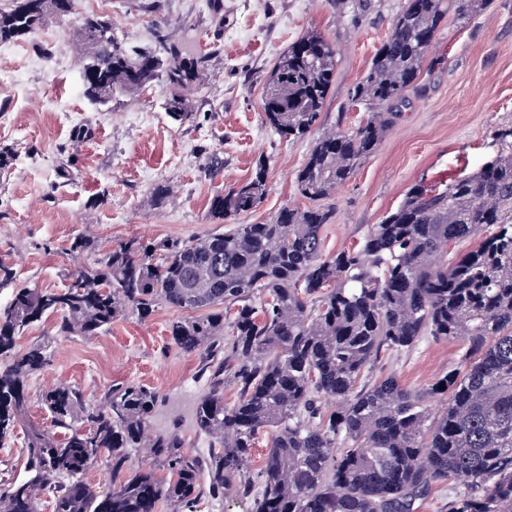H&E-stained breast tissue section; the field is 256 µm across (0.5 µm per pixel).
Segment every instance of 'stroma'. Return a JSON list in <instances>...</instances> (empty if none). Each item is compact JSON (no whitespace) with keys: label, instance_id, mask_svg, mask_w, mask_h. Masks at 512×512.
<instances>
[{"label":"stroma","instance_id":"obj_1","mask_svg":"<svg viewBox=\"0 0 512 512\" xmlns=\"http://www.w3.org/2000/svg\"><path fill=\"white\" fill-rule=\"evenodd\" d=\"M402 0H224L216 21L206 0H109L77 5L75 14L50 16L22 38L0 43V264L12 287L0 288V307L15 289L62 290L84 260L75 237L105 246L138 238L190 240L238 224L272 218L281 208L306 207L295 177L314 137L287 139L264 119L262 91L279 55L304 33L317 30L336 49V71L319 132L351 131L366 120L350 103L391 30ZM109 19L128 46L157 48L158 33L190 37L208 55L197 112L182 123L164 109L168 89L156 84L117 97L105 107L84 95L82 67L72 45L81 18ZM408 103L375 151L338 185L328 203L334 218L323 232L332 256L360 244L416 184H446L496 157L499 130L512 126V0H484L468 18L448 13ZM76 113L73 128L60 110ZM218 161L215 174L205 171ZM264 167L267 195L255 209L218 220L210 203L228 187ZM171 186L164 207L152 202L157 184ZM178 310L161 305L148 318L127 315L94 336H52L54 317L35 323L16 343L26 349L49 338L46 366L27 384L26 424L50 429L39 401L54 385L82 387L89 400L128 382L166 398L156 430L180 433L187 449L206 455L210 438L189 425L193 403L208 389L199 357L172 344L169 324ZM458 341L428 338L410 354L382 360L374 376L395 375L418 391L453 367Z\"/></svg>","mask_w":512,"mask_h":512}]
</instances>
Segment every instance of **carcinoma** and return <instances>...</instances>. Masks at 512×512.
Returning <instances> with one entry per match:
<instances>
[{"mask_svg": "<svg viewBox=\"0 0 512 512\" xmlns=\"http://www.w3.org/2000/svg\"><path fill=\"white\" fill-rule=\"evenodd\" d=\"M483 2L404 0L351 92L366 121L321 134L296 174L312 205L187 241L131 239L103 250L76 237L71 250L91 262L70 274L67 288L16 290L0 309V442L28 407L29 378L47 363L45 340L16 350L32 324L51 315L56 336H94L163 304L194 312L174 320L169 336L210 373L191 420L213 446L197 456L182 435L152 430L166 402L152 388L111 386L93 403L78 385L56 386L40 396L53 430H32L29 477L0 487V512H37L44 497L52 512H156L162 500L173 512H197L205 494L232 484L254 512H415L445 486L448 512H512V127L499 130L504 150L494 160L443 188L413 186L360 248L322 253L333 212L321 201L397 119L448 12ZM74 11L75 0H10L0 8V42ZM80 37L91 102L163 83L166 112L176 122L190 118L209 59L189 38L158 37L160 53L130 51L99 17L82 19ZM335 70V48L306 32L265 82L266 123L289 138L313 132ZM266 195L260 167L215 197L210 212L225 220ZM473 237L474 248L456 250ZM429 336L466 341L456 367L415 392L393 375L370 380L381 354L409 352ZM228 383L238 389L232 402ZM435 399L444 402L439 414ZM263 436L254 473L251 452ZM139 448L170 478L136 467ZM103 456L111 481L98 491L82 476Z\"/></svg>", "mask_w": 512, "mask_h": 512, "instance_id": "1", "label": "carcinoma"}]
</instances>
